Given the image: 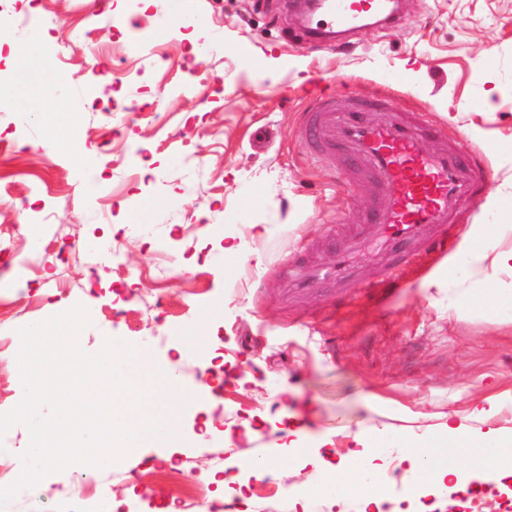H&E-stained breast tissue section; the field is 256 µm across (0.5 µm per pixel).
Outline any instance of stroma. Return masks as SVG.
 <instances>
[{"mask_svg": "<svg viewBox=\"0 0 512 512\" xmlns=\"http://www.w3.org/2000/svg\"><path fill=\"white\" fill-rule=\"evenodd\" d=\"M17 30L0 72L14 91L0 116V269H27L22 301L0 298V413L24 396L19 329L80 306V349L112 336L154 363L172 364L185 390L214 396L183 409L172 447L78 464L20 491L0 512H129L165 499L183 507L197 488L225 512V468L280 454L287 414L307 433L291 467L254 480V512H360L353 494L298 501L316 470L309 449L336 462L354 445L399 433L421 438L444 416L512 433V319L475 294L493 279L512 298V272L441 258L417 247L396 291L288 300L285 262H332L343 228L369 211L366 189L312 162L299 114L310 95L381 91L425 113L464 150L493 144L478 199L461 204L455 237L493 221L490 242L512 248V0H400V23L310 43L287 0H5ZM223 50L196 59L201 32ZM401 72L403 83L391 81ZM68 74L82 90L58 89ZM266 224L267 236L254 227ZM117 240L111 268L98 244ZM78 241L79 251L64 249ZM178 253L188 278L166 257ZM30 436L0 437V488L23 469Z\"/></svg>", "mask_w": 512, "mask_h": 512, "instance_id": "1", "label": "stroma"}]
</instances>
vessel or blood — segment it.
<instances>
[{"mask_svg": "<svg viewBox=\"0 0 512 512\" xmlns=\"http://www.w3.org/2000/svg\"><path fill=\"white\" fill-rule=\"evenodd\" d=\"M386 8L387 0H319L306 10L309 32H355L366 14ZM302 124L310 132V157L345 173L347 187L369 189L380 206L342 242L333 264L295 266L287 296L344 285L373 244L389 250L427 242L441 256L455 250L448 228L461 202L478 191L484 174L479 155L462 151L452 138L432 144L431 126L384 96L319 95Z\"/></svg>", "mask_w": 512, "mask_h": 512, "instance_id": "vessel-or-blood-1", "label": "vessel or blood"}]
</instances>
